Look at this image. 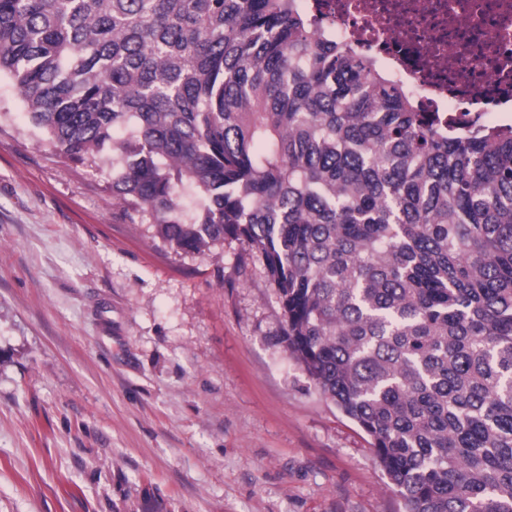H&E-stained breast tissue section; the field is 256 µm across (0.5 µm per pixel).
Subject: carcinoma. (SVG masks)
Here are the masks:
<instances>
[{"mask_svg": "<svg viewBox=\"0 0 512 512\" xmlns=\"http://www.w3.org/2000/svg\"><path fill=\"white\" fill-rule=\"evenodd\" d=\"M2 74L172 248L261 255L406 512H512V125L448 130L292 0H0Z\"/></svg>", "mask_w": 512, "mask_h": 512, "instance_id": "cac0c4a2", "label": "carcinoma"}]
</instances>
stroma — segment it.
I'll return each instance as SVG.
<instances>
[{
  "mask_svg": "<svg viewBox=\"0 0 512 512\" xmlns=\"http://www.w3.org/2000/svg\"><path fill=\"white\" fill-rule=\"evenodd\" d=\"M0 76V512H404L260 255L171 248Z\"/></svg>",
  "mask_w": 512,
  "mask_h": 512,
  "instance_id": "obj_1",
  "label": "stroma"
}]
</instances>
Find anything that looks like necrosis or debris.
I'll return each instance as SVG.
<instances>
[{
	"label": "necrosis or debris",
	"mask_w": 512,
	"mask_h": 512,
	"mask_svg": "<svg viewBox=\"0 0 512 512\" xmlns=\"http://www.w3.org/2000/svg\"><path fill=\"white\" fill-rule=\"evenodd\" d=\"M449 125H512V0H299Z\"/></svg>",
	"instance_id": "4bbe7bcc"
}]
</instances>
